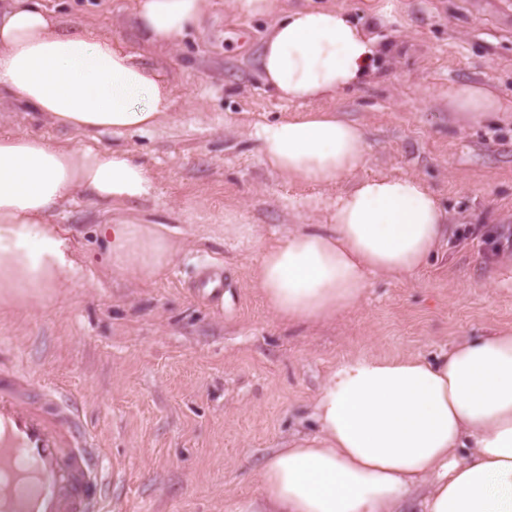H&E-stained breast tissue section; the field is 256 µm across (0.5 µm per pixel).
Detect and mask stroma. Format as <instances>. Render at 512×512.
I'll return each mask as SVG.
<instances>
[{
  "label": "stroma",
  "mask_w": 512,
  "mask_h": 512,
  "mask_svg": "<svg viewBox=\"0 0 512 512\" xmlns=\"http://www.w3.org/2000/svg\"><path fill=\"white\" fill-rule=\"evenodd\" d=\"M274 0L263 17L210 0L201 24L143 45L134 0H43L68 23L125 40L174 89L169 118L142 133L101 134L132 151L157 185L132 215L164 224L181 248L156 280L113 272L86 197L54 214L87 276L24 311L0 308L9 354L82 402L112 465V512H234L258 496L266 456L315 431V396L352 356L431 355L463 338L512 331V109L479 118L448 108L452 83H488L512 106V0ZM333 5L390 52L329 108L364 127L370 175L421 179L449 214L436 256L409 278L373 277L355 308L326 323L274 318L255 284L264 241L294 224H326L335 186L293 185L267 169L251 133L295 105L258 78L256 55L283 11ZM0 131L77 143L26 109L0 103ZM250 224L251 244L225 240ZM228 275L221 302L195 286L203 267Z\"/></svg>",
  "instance_id": "stroma-1"
}]
</instances>
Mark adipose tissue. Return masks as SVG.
I'll return each instance as SVG.
<instances>
[{
  "label": "adipose tissue",
  "mask_w": 512,
  "mask_h": 512,
  "mask_svg": "<svg viewBox=\"0 0 512 512\" xmlns=\"http://www.w3.org/2000/svg\"><path fill=\"white\" fill-rule=\"evenodd\" d=\"M207 0H137L143 43L196 27ZM378 39L332 6L284 12L256 56L263 83L303 112L257 125L264 162L294 183L333 185L331 223L265 242L257 286L288 322H327L355 307L372 277H405L435 255L445 212L413 177H360L364 128L317 102L358 87L382 55ZM55 126L87 134L147 132L167 118L172 89L126 43L63 22L40 0H0V99ZM456 112L503 111L482 83L448 88ZM146 166L130 152L61 146L0 132V307L24 306L74 281L81 269L54 211L84 195L110 216L97 234L113 268L149 279L176 243L154 223L118 214L153 196ZM319 432L275 449L260 469L261 495L236 512H401L426 486L423 512H512V332L453 342L433 358L358 357L340 363L314 401Z\"/></svg>",
  "instance_id": "1"
}]
</instances>
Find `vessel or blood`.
Returning a JSON list of instances; mask_svg holds the SVG:
<instances>
[{
	"mask_svg": "<svg viewBox=\"0 0 512 512\" xmlns=\"http://www.w3.org/2000/svg\"><path fill=\"white\" fill-rule=\"evenodd\" d=\"M111 481L78 398L22 357L0 361V512H111Z\"/></svg>",
	"mask_w": 512,
	"mask_h": 512,
	"instance_id": "1",
	"label": "vessel or blood"
}]
</instances>
